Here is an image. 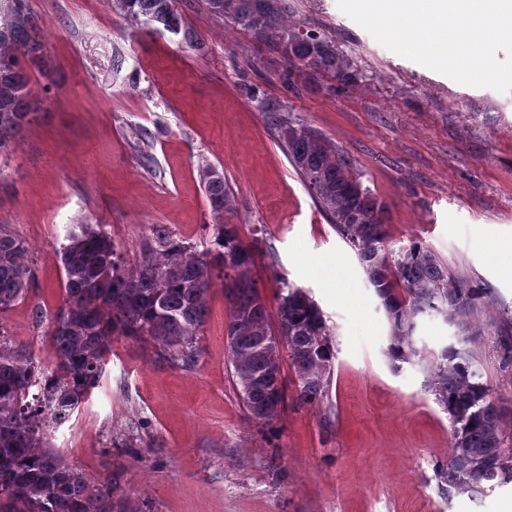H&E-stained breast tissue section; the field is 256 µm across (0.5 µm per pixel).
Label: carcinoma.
I'll return each instance as SVG.
<instances>
[{"label":"carcinoma","mask_w":512,"mask_h":512,"mask_svg":"<svg viewBox=\"0 0 512 512\" xmlns=\"http://www.w3.org/2000/svg\"><path fill=\"white\" fill-rule=\"evenodd\" d=\"M141 25L152 18L168 32L183 30L175 0H113ZM211 11L279 49L293 76L315 70L341 85L355 79L333 40L288 23L287 0H208ZM39 16L28 0H0V156L32 122L41 102L29 91V67L45 68ZM23 55H18V52ZM278 140L336 231L356 252L391 327L388 355L408 362L421 355L412 339L415 318L431 310L475 332L485 293L453 277L433 250L413 241L386 248L384 207L363 185L344 152L315 130L266 108ZM200 176L213 210L224 213L229 188L209 164ZM65 298L50 322L54 369L47 373L30 350L0 335V512H136L112 496V484L91 483L51 445V433L100 381L112 338L148 339L174 368L199 360L198 336L209 315L213 279L228 301L229 366L239 399L252 420L274 430L284 408L283 363L288 350L296 400L313 404L328 392L334 347L326 319L301 288L282 281L271 314L253 277L254 255L233 224L212 225L203 250L161 230L139 255L125 257L96 224H82L60 251ZM32 282L29 247L0 224V313L26 299ZM473 355L444 350L428 359L431 389L448 413V462L437 469L451 489L479 492L512 479V445L501 430L489 391L476 380Z\"/></svg>","instance_id":"obj_1"}]
</instances>
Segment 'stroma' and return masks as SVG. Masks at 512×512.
<instances>
[{
    "label": "stroma",
    "mask_w": 512,
    "mask_h": 512,
    "mask_svg": "<svg viewBox=\"0 0 512 512\" xmlns=\"http://www.w3.org/2000/svg\"><path fill=\"white\" fill-rule=\"evenodd\" d=\"M290 20L334 40L356 78L284 76L280 54L177 0L201 38L145 29L112 0H30L42 19L53 83L33 75L46 110L0 160V224L30 248L34 281L0 315V334L53 362L47 323L61 304V248L97 224L127 258L155 230L205 248L211 224L236 225L254 250L269 309L281 280L305 289L332 333L329 392L288 401L276 434L245 411L230 377L227 303L214 283L200 358L189 370L153 344L112 342L98 386L52 444L94 483L141 512H504L512 482L479 494L441 486L451 425L428 384L425 356L475 353L473 367L512 436V321L475 340L437 313L419 315V357L387 354L390 325L355 252L293 168L263 112L270 104L342 149L387 208L388 247L421 242L449 273L512 312V91L469 87L379 44L337 0H288ZM223 175L229 202L211 207L200 177Z\"/></svg>",
    "instance_id": "obj_1"
}]
</instances>
